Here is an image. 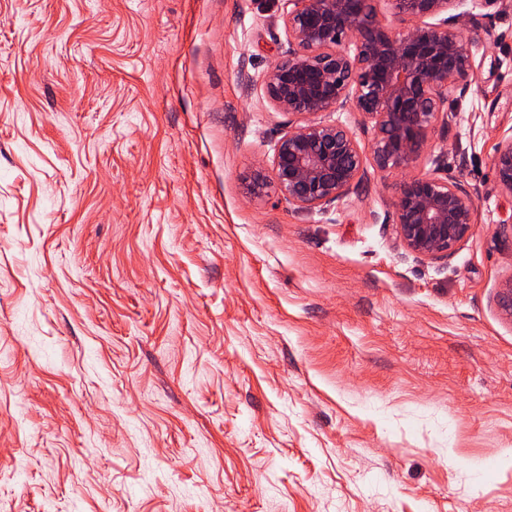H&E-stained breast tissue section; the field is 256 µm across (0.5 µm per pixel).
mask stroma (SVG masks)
Wrapping results in <instances>:
<instances>
[{
  "label": "stroma",
  "instance_id": "35a3bbf8",
  "mask_svg": "<svg viewBox=\"0 0 512 512\" xmlns=\"http://www.w3.org/2000/svg\"><path fill=\"white\" fill-rule=\"evenodd\" d=\"M286 0H0V512H512V0L429 146L474 191L447 263L404 171L273 193ZM493 167L498 186L512 196V137L497 147Z\"/></svg>",
  "mask_w": 512,
  "mask_h": 512
}]
</instances>
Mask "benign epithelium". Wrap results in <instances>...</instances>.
Returning a JSON list of instances; mask_svg holds the SVG:
<instances>
[{
    "mask_svg": "<svg viewBox=\"0 0 512 512\" xmlns=\"http://www.w3.org/2000/svg\"><path fill=\"white\" fill-rule=\"evenodd\" d=\"M288 0V53L267 71L264 92L292 116L273 160L251 192L271 186L302 210L326 209L356 192L367 175L356 133L324 112H357L371 132L379 172L425 166L394 186L393 223L405 253L445 263L470 235L473 194L448 176L443 154L426 151L429 135L448 126V96L474 76V60L454 25L467 0ZM495 180L512 196V138L493 160Z\"/></svg>",
    "mask_w": 512,
    "mask_h": 512,
    "instance_id": "7a95c632",
    "label": "benign epithelium"
}]
</instances>
